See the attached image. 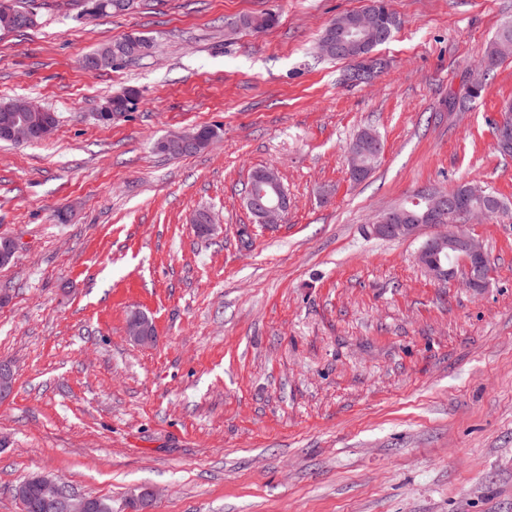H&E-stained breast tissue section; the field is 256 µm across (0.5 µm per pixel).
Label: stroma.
<instances>
[{"label":"stroma","instance_id":"1","mask_svg":"<svg viewBox=\"0 0 512 512\" xmlns=\"http://www.w3.org/2000/svg\"><path fill=\"white\" fill-rule=\"evenodd\" d=\"M369 0H137L82 17L35 0L37 26L0 31V101L58 116L46 141L0 143V512L33 474L137 512H512V157L493 121L512 101V57L462 106L512 0H390L400 25L371 82L317 43ZM273 13L256 32L243 18ZM130 34L156 54L115 70L80 60ZM135 88V108L97 121ZM218 128L174 158L173 131ZM381 158L352 181L364 130ZM277 171L282 223L243 203ZM477 180L507 204L464 230L492 268L433 280L417 262L437 234L369 236L421 189ZM206 210L219 230L198 236ZM141 312L153 343L127 335Z\"/></svg>","mask_w":512,"mask_h":512}]
</instances>
